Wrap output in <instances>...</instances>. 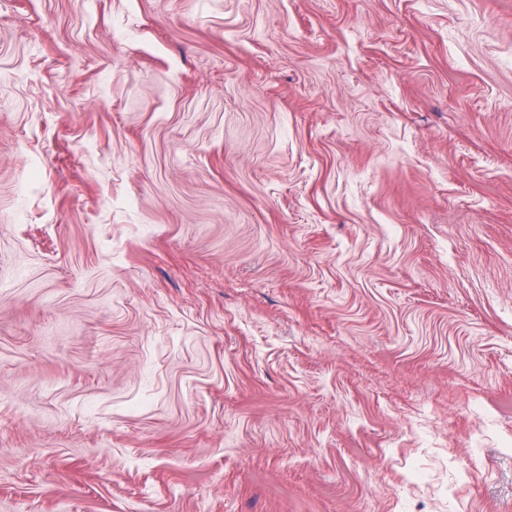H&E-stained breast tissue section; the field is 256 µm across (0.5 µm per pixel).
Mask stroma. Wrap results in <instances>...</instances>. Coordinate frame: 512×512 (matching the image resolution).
I'll list each match as a JSON object with an SVG mask.
<instances>
[{"mask_svg":"<svg viewBox=\"0 0 512 512\" xmlns=\"http://www.w3.org/2000/svg\"><path fill=\"white\" fill-rule=\"evenodd\" d=\"M0 512H512V0H0Z\"/></svg>","mask_w":512,"mask_h":512,"instance_id":"stroma-1","label":"stroma"}]
</instances>
